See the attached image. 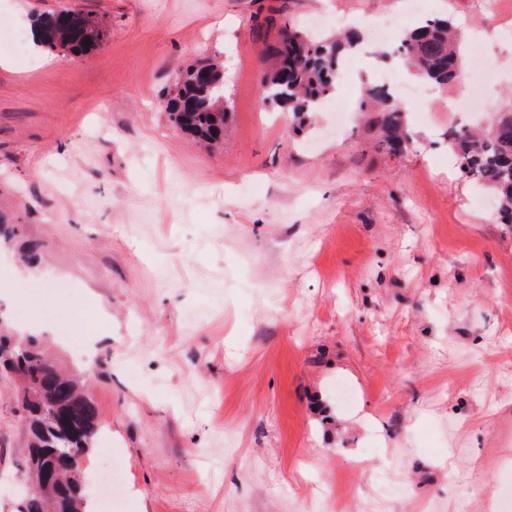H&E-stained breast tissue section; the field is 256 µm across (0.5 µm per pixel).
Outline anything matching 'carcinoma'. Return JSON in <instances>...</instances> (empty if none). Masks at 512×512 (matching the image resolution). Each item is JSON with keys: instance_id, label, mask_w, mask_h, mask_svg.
<instances>
[{"instance_id": "carcinoma-1", "label": "carcinoma", "mask_w": 512, "mask_h": 512, "mask_svg": "<svg viewBox=\"0 0 512 512\" xmlns=\"http://www.w3.org/2000/svg\"><path fill=\"white\" fill-rule=\"evenodd\" d=\"M34 27L43 47L73 55L86 53L106 38L104 28L82 13L66 21L59 11L44 12ZM360 40V31L351 28L343 38L323 42L283 20L266 46L269 67L261 84L263 101L303 120L312 117L335 90L345 51ZM392 52L415 75L438 84L454 82L461 71L459 35L447 18L425 20L398 37ZM204 66L208 81H196L195 66H189L174 84L175 94L167 97L164 110L182 132L214 145L223 138L228 117L224 68L217 62ZM360 108L373 114L381 149L399 155L407 148V115L385 87L372 89ZM448 148L462 176L491 193L500 223L512 226V110L496 113L485 128L462 125L449 130ZM1 372L21 381L31 438L29 468L46 458L55 463L41 489L26 495L19 512H85L81 475L98 433L94 401L49 361L33 338L15 348L11 363L0 365Z\"/></svg>"}]
</instances>
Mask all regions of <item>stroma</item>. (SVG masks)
Listing matches in <instances>:
<instances>
[{"label":"stroma","mask_w":512,"mask_h":512,"mask_svg":"<svg viewBox=\"0 0 512 512\" xmlns=\"http://www.w3.org/2000/svg\"><path fill=\"white\" fill-rule=\"evenodd\" d=\"M72 7L108 31L88 54L0 55V214L18 226L0 315L86 383L89 501L111 468L124 512H512V228L448 151L457 83L401 97L400 156L358 111L404 70L372 29L336 86L345 127L298 126L260 92L269 18L325 17L331 39L447 17L481 81L472 120L512 104V0H0V27ZM215 56L229 115L207 150L163 104ZM28 440L0 375V512H18Z\"/></svg>","instance_id":"1"}]
</instances>
